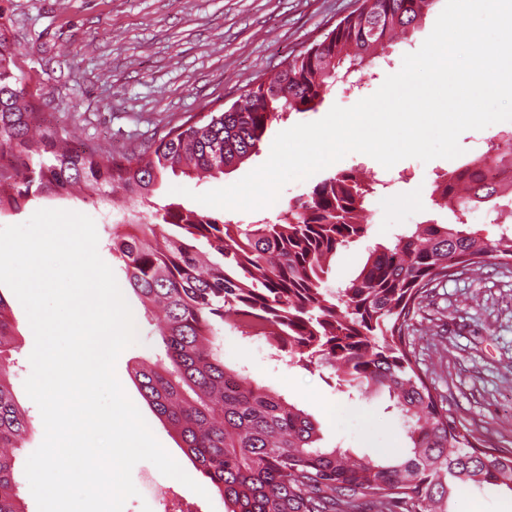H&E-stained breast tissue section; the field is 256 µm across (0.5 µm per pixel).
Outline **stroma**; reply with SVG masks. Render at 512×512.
Here are the masks:
<instances>
[{"label":"stroma","instance_id":"obj_1","mask_svg":"<svg viewBox=\"0 0 512 512\" xmlns=\"http://www.w3.org/2000/svg\"><path fill=\"white\" fill-rule=\"evenodd\" d=\"M357 6V0H0V10L11 19V47L27 83L42 94L47 121L73 132L75 147L92 146L115 157L148 150L188 117L201 118L230 107L288 56L322 40ZM443 8L442 0H437L419 27L407 39L393 43L386 59L377 61L372 89H379L382 80L400 70L405 54L419 50ZM354 103L343 85H336L315 110L273 123L259 152L224 175L204 180L171 175L159 192L166 195L171 187L181 186L203 193L234 184L266 162L279 132L320 120L333 106L347 108ZM498 133H512V121L463 132L459 137L463 152L453 159L424 163L407 158L387 169L370 156L351 153L330 165L328 172H351L379 182L380 187L365 202L366 237L337 252L329 287L354 278L370 249L394 244L414 225L455 223L454 213L440 207L435 187L443 175L485 154L491 136ZM325 174L320 171L287 184L266 208L238 211L208 206L204 212L241 224L272 219ZM125 204L119 195L99 208L77 193L39 198L1 213L0 226L25 222L40 209L75 211L94 220L98 253L114 272L138 335L137 344L119 356L117 377L159 442L198 482L202 475L183 453L180 437L147 404L134 377L137 363L155 359L161 347L155 321L129 287L112 250L110 221ZM0 294L10 306L17 333L11 381L30 420L27 442L16 453V466L21 469L44 436L39 409L24 389L34 335L14 293L7 289ZM411 341L427 383L445 399L457 425L484 447L512 450V272L492 265L476 275L449 278L417 317ZM219 345L225 365L245 370L310 414L324 446L338 445L358 456L384 460L405 453L406 428L390 409L387 394L349 395L337 385L331 369L290 365L263 340L234 328H225ZM132 479L139 494L126 501L124 512H169L178 499L184 500L187 512H225L218 494L202 497L150 462L137 463ZM448 512H512V491L465 485L452 495Z\"/></svg>","mask_w":512,"mask_h":512}]
</instances>
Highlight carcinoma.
<instances>
[{
  "label": "carcinoma",
  "mask_w": 512,
  "mask_h": 512,
  "mask_svg": "<svg viewBox=\"0 0 512 512\" xmlns=\"http://www.w3.org/2000/svg\"><path fill=\"white\" fill-rule=\"evenodd\" d=\"M437 0H362L318 43L250 87L241 104L171 128L150 151L116 160L70 146L40 113L0 13V212L77 186L91 204L119 186L130 207L112 225V250L145 310L159 320L163 356L135 371L143 396L179 435L226 512H448L460 484L512 491V451L480 448L427 384L409 336L432 289L457 274L512 266V234L486 241L449 224H418L377 246L357 277L331 290L336 252L366 236L370 184L322 179L275 223L233 224L171 198L172 173L215 177L258 153L268 126L315 109L328 87L374 64ZM508 150L477 158L437 186L465 214L512 191ZM205 245L207 250L200 249ZM245 328L294 365L329 367L361 394L385 391L410 440L393 464L327 448L311 416L224 364V326ZM14 327L0 293V512H24L15 450L29 432L10 378Z\"/></svg>",
  "instance_id": "cac0c4a2"
}]
</instances>
